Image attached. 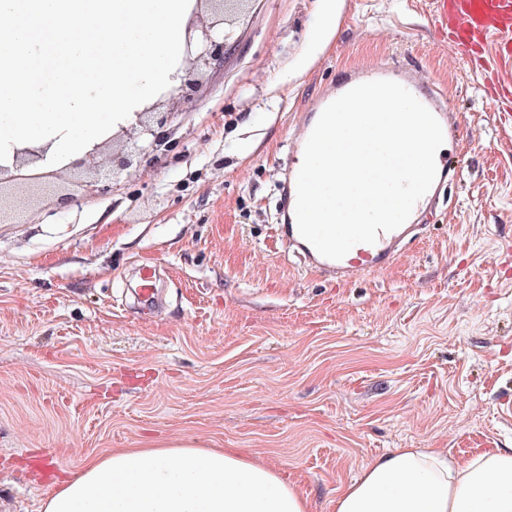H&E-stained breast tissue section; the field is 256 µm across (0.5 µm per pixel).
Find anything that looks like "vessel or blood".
Returning <instances> with one entry per match:
<instances>
[{"instance_id": "1", "label": "vessel or blood", "mask_w": 512, "mask_h": 512, "mask_svg": "<svg viewBox=\"0 0 512 512\" xmlns=\"http://www.w3.org/2000/svg\"><path fill=\"white\" fill-rule=\"evenodd\" d=\"M431 22L441 40L454 43L461 57L476 60L485 72L500 74L507 58H512V0H433ZM391 80L407 88L439 121L445 142L452 143L461 135L458 123L452 121L438 93L425 85L410 70L377 68L357 71L339 83L333 91L341 96L356 85ZM437 177L430 190L415 204L408 220L397 230L379 233L376 243L355 245L342 259L333 260L319 254L305 241L296 224L288 226V241L297 249L301 262L310 270L339 282L369 270L389 265L411 241L420 228V218L432 214L434 205L456 171L444 155L436 157Z\"/></svg>"}]
</instances>
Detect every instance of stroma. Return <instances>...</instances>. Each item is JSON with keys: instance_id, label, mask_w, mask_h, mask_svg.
I'll return each instance as SVG.
<instances>
[{"instance_id": "35a3bbf8", "label": "stroma", "mask_w": 512, "mask_h": 512, "mask_svg": "<svg viewBox=\"0 0 512 512\" xmlns=\"http://www.w3.org/2000/svg\"><path fill=\"white\" fill-rule=\"evenodd\" d=\"M320 6L248 0L223 69L108 193L44 165L0 196V512L150 440L239 449L311 512L398 448H512V101L436 42L431 0H337L321 45ZM386 64L457 114L459 168L393 262L336 286L278 235L281 183L314 104ZM336 23V2L324 0L323 8L318 13L314 22V31L317 34V41H325L333 30Z\"/></svg>"}]
</instances>
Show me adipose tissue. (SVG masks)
<instances>
[{
	"instance_id": "adipose-tissue-1",
	"label": "adipose tissue",
	"mask_w": 512,
	"mask_h": 512,
	"mask_svg": "<svg viewBox=\"0 0 512 512\" xmlns=\"http://www.w3.org/2000/svg\"><path fill=\"white\" fill-rule=\"evenodd\" d=\"M42 512H309V502L285 472L236 449L150 442L87 463ZM334 512H512V448L463 459L397 449L345 485Z\"/></svg>"
}]
</instances>
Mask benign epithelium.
Returning a JSON list of instances; mask_svg holds the SVG:
<instances>
[{"instance_id": "1", "label": "benign epithelium", "mask_w": 512, "mask_h": 512, "mask_svg": "<svg viewBox=\"0 0 512 512\" xmlns=\"http://www.w3.org/2000/svg\"><path fill=\"white\" fill-rule=\"evenodd\" d=\"M211 4L209 17L189 25L185 34V59L190 67L184 69L180 76V85L169 94V100L184 104L194 98L202 86V77L208 71L224 68V59L230 45L231 34L224 32V27L238 28V17L224 14V0H198ZM135 121L131 128L137 136L129 138L132 150L116 153L110 159L109 174L114 176L133 166L135 156L148 155L164 145L167 125L176 116L174 112L134 113Z\"/></svg>"}]
</instances>
